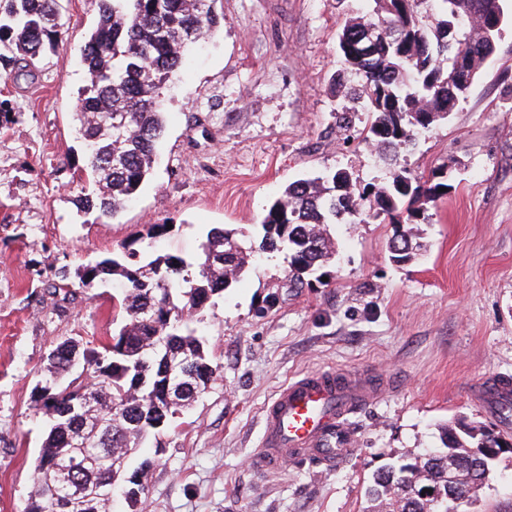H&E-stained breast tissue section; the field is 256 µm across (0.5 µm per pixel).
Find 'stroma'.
<instances>
[{
	"label": "stroma",
	"instance_id": "1",
	"mask_svg": "<svg viewBox=\"0 0 512 512\" xmlns=\"http://www.w3.org/2000/svg\"><path fill=\"white\" fill-rule=\"evenodd\" d=\"M65 37L35 79L0 77L11 115L0 125V512H23L46 421L34 388L60 340L112 335L111 281L54 290L62 274L168 225L154 250L192 258L208 230L258 238L289 183L337 169L358 185L389 170L364 137L370 117L351 96L337 31L371 18L369 0H215L217 30L164 90L166 131L151 177L118 217L84 214V153L72 114L86 83L81 51L96 0H63ZM415 177L451 190L411 231L419 259L396 265L387 217L336 227L324 282L297 285L279 251L213 298L194 326L218 366L211 388L130 458L145 491L139 512H365L380 468L441 447L444 424L492 422L473 387L512 378V25L448 120L400 156ZM379 371L395 386L353 414L356 452L332 473L248 466L263 410L298 375ZM458 512H512V453Z\"/></svg>",
	"mask_w": 512,
	"mask_h": 512
}]
</instances>
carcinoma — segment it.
I'll list each match as a JSON object with an SVG mask.
<instances>
[{"label":"carcinoma","mask_w":512,"mask_h":512,"mask_svg":"<svg viewBox=\"0 0 512 512\" xmlns=\"http://www.w3.org/2000/svg\"><path fill=\"white\" fill-rule=\"evenodd\" d=\"M214 0H97L98 19L87 34L82 61L88 84L79 92L74 120L86 146L92 191L85 212L113 219L146 183L165 130L161 90L180 68L186 50L214 31ZM375 19L346 22L338 32L343 69L362 75L359 99L370 116L365 137L390 179L358 189L349 171L296 180L269 206L258 249L287 254L291 281L304 284L335 255L333 230L366 215H406L413 224L424 205L452 189L433 173L420 180L397 167L398 153L416 146L418 134L445 120L464 99L504 26L512 22L505 0H439L430 25L418 16L421 0H371ZM61 0H0V65L18 78L45 51L63 44ZM234 229L213 228L199 255L140 254L123 245L78 269L79 287L108 278L121 282L112 296V341L81 347L66 338L49 354L47 373L34 389L48 433L34 467L35 491L23 512H109L125 477L128 457L142 440L165 428L215 380L218 366L192 327L194 315L238 283L254 247ZM420 246L397 230L390 260L405 265ZM88 354L86 371L73 370L71 354ZM493 423L443 426V449L419 464L389 465L367 489L365 512H450L448 473L459 483L489 475L500 447ZM432 493L411 500L405 488Z\"/></svg>","instance_id":"cac0c4a2"}]
</instances>
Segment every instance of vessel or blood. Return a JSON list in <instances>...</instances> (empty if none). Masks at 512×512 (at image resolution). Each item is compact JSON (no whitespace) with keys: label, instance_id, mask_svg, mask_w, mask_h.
Masks as SVG:
<instances>
[{"label":"vessel or blood","instance_id":"b4317fda","mask_svg":"<svg viewBox=\"0 0 512 512\" xmlns=\"http://www.w3.org/2000/svg\"><path fill=\"white\" fill-rule=\"evenodd\" d=\"M383 385L363 373L317 371L281 387L263 411V439L251 460L259 471L312 463L326 472L343 467L356 451L350 415L381 397ZM479 401L494 409L503 430L512 429V390L482 387Z\"/></svg>","mask_w":512,"mask_h":512}]
</instances>
